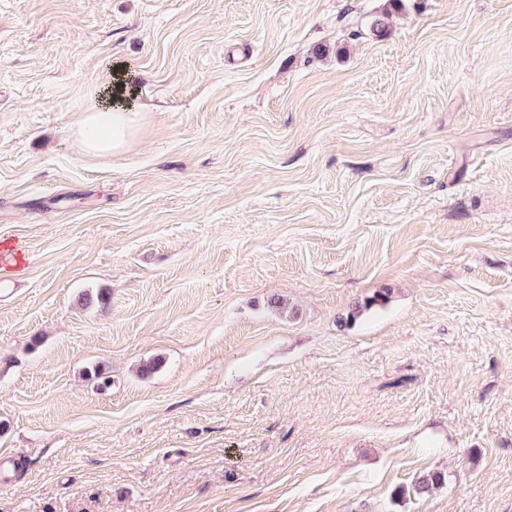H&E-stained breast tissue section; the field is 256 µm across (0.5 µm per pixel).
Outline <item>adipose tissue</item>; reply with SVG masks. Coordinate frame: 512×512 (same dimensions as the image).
Returning <instances> with one entry per match:
<instances>
[{"label": "adipose tissue", "instance_id": "ef3b65f1", "mask_svg": "<svg viewBox=\"0 0 512 512\" xmlns=\"http://www.w3.org/2000/svg\"><path fill=\"white\" fill-rule=\"evenodd\" d=\"M94 107L83 112L76 126L77 141L93 157L124 153L136 139L143 114L125 97L101 89Z\"/></svg>", "mask_w": 512, "mask_h": 512}]
</instances>
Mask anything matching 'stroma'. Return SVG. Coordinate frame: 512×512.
<instances>
[{"label":"stroma","instance_id":"stroma-1","mask_svg":"<svg viewBox=\"0 0 512 512\" xmlns=\"http://www.w3.org/2000/svg\"><path fill=\"white\" fill-rule=\"evenodd\" d=\"M2 249L0 512H512V0H0ZM97 93V104L83 112L77 123V141L82 151L93 157L122 154L136 139L143 114L109 87Z\"/></svg>","mask_w":512,"mask_h":512}]
</instances>
